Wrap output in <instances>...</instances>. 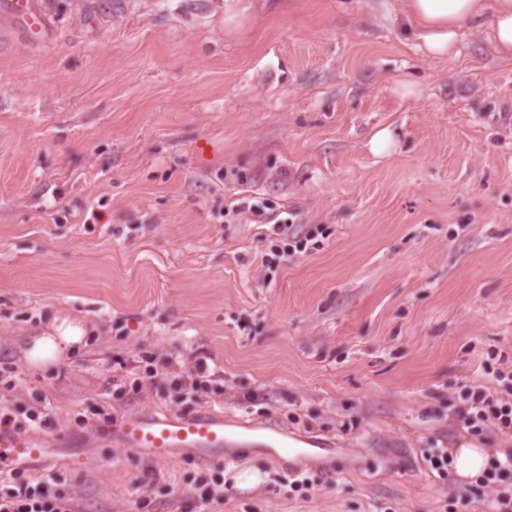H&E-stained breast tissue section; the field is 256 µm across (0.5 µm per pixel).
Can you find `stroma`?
Instances as JSON below:
<instances>
[{"instance_id": "stroma-1", "label": "stroma", "mask_w": 512, "mask_h": 512, "mask_svg": "<svg viewBox=\"0 0 512 512\" xmlns=\"http://www.w3.org/2000/svg\"><path fill=\"white\" fill-rule=\"evenodd\" d=\"M40 2L38 42L0 13V409L93 459L105 422L200 408L335 450L294 489L258 449L29 477L82 512H489L496 485L422 458L512 451L459 420L512 371V61L488 33L436 60L403 0ZM283 211L317 235L270 268ZM57 316L85 345L32 368Z\"/></svg>"}]
</instances>
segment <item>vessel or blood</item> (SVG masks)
Here are the masks:
<instances>
[{"label": "vessel or blood", "instance_id": "vessel-or-blood-1", "mask_svg": "<svg viewBox=\"0 0 512 512\" xmlns=\"http://www.w3.org/2000/svg\"><path fill=\"white\" fill-rule=\"evenodd\" d=\"M0 11L20 21L33 39L40 38L49 23L37 0H0ZM100 438L129 454L157 461L189 458L217 465L235 460L244 449L261 447L273 460L287 463L292 472L306 463L315 443L314 438L295 432L230 421L209 409L181 415L140 414L117 424L107 422L100 427ZM53 451L65 455L73 469L88 464L84 453L65 444L51 446L41 436L0 428V473L26 469Z\"/></svg>", "mask_w": 512, "mask_h": 512}]
</instances>
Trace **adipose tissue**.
Returning <instances> with one entry per match:
<instances>
[{
    "instance_id": "ef3b65f1",
    "label": "adipose tissue",
    "mask_w": 512,
    "mask_h": 512,
    "mask_svg": "<svg viewBox=\"0 0 512 512\" xmlns=\"http://www.w3.org/2000/svg\"><path fill=\"white\" fill-rule=\"evenodd\" d=\"M404 13L409 30L430 57L454 55L461 28L486 21L498 54L512 58V0H405ZM84 340L80 321L55 318L45 334L32 337L26 360L34 368L60 364L80 350Z\"/></svg>"
}]
</instances>
